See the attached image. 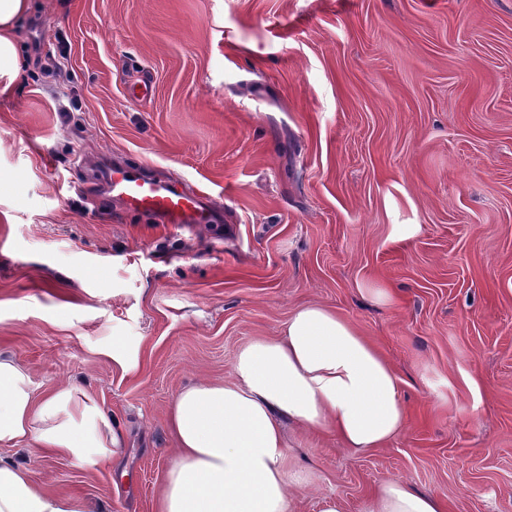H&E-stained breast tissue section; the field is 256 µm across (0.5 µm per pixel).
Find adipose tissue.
I'll return each mask as SVG.
<instances>
[{
    "mask_svg": "<svg viewBox=\"0 0 512 512\" xmlns=\"http://www.w3.org/2000/svg\"><path fill=\"white\" fill-rule=\"evenodd\" d=\"M29 9L30 0H0V97L22 71L12 31ZM232 372V382L201 380L174 397L175 461L157 512H293V489L312 475L290 463L286 425L330 429L355 452L385 447L405 425L392 364L350 321L319 306L297 309L280 335L240 348ZM0 447L77 463L111 460L123 451V433L75 384L36 395L26 370L0 353ZM0 512L89 510L34 484L25 465L0 459ZM363 512H447V505L388 481Z\"/></svg>",
    "mask_w": 512,
    "mask_h": 512,
    "instance_id": "obj_1",
    "label": "adipose tissue"
}]
</instances>
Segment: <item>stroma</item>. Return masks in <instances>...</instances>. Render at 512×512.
Returning a JSON list of instances; mask_svg holds the SVG:
<instances>
[{
  "mask_svg": "<svg viewBox=\"0 0 512 512\" xmlns=\"http://www.w3.org/2000/svg\"><path fill=\"white\" fill-rule=\"evenodd\" d=\"M14 40L0 352L125 440L36 485L156 512L175 395L318 304L393 363L406 424L359 454L286 426L314 473L295 512H362L391 480L512 512V0H31ZM119 161L212 222L123 210L99 185Z\"/></svg>",
  "mask_w": 512,
  "mask_h": 512,
  "instance_id": "stroma-1",
  "label": "stroma"
}]
</instances>
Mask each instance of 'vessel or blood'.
<instances>
[{"label":"vessel or blood","mask_w":512,"mask_h":512,"mask_svg":"<svg viewBox=\"0 0 512 512\" xmlns=\"http://www.w3.org/2000/svg\"><path fill=\"white\" fill-rule=\"evenodd\" d=\"M108 197L127 210L139 212L166 224H206L208 211L193 189L176 188L162 180H145L123 165H110L104 175Z\"/></svg>","instance_id":"vessel-or-blood-1"}]
</instances>
